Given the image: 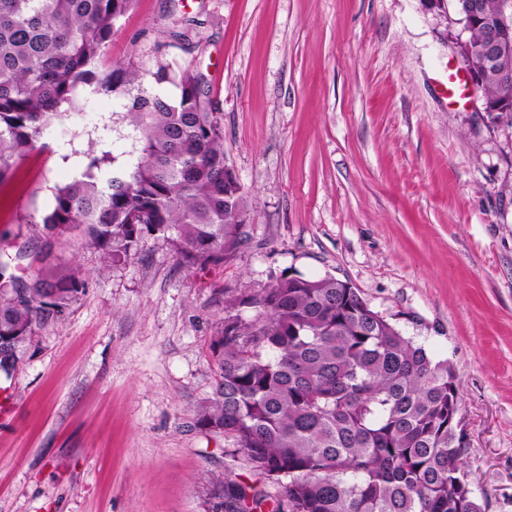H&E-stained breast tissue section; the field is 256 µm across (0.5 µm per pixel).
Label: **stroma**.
Returning <instances> with one entry per match:
<instances>
[{
	"label": "stroma",
	"mask_w": 512,
	"mask_h": 512,
	"mask_svg": "<svg viewBox=\"0 0 512 512\" xmlns=\"http://www.w3.org/2000/svg\"><path fill=\"white\" fill-rule=\"evenodd\" d=\"M184 31V48L170 47ZM427 0H136L107 61L203 74L246 194L248 238L188 269L148 240L119 266L63 236L86 288L16 354L0 424V512H224L223 435L195 423L225 289L331 275L455 369L467 478L512 512V128L442 97L466 39ZM0 183V244L37 264L42 216L92 151L129 149L89 96Z\"/></svg>",
	"instance_id": "obj_1"
}]
</instances>
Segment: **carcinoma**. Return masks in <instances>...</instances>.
<instances>
[{
    "instance_id": "obj_1",
    "label": "carcinoma",
    "mask_w": 512,
    "mask_h": 512,
    "mask_svg": "<svg viewBox=\"0 0 512 512\" xmlns=\"http://www.w3.org/2000/svg\"><path fill=\"white\" fill-rule=\"evenodd\" d=\"M135 0H0V181L38 147L44 131L81 110L90 94L124 100L132 150L88 154L42 217L41 261L69 235L114 266L149 238L196 269L232 262L249 209L226 171L223 113L202 74L141 70L106 56L114 22ZM474 50L485 31L461 17ZM175 85L170 96L164 84ZM480 96L512 116V87L489 77ZM0 291V372L50 316L85 290L80 272L55 265ZM333 277L282 276L224 297L209 343L212 395L196 423L224 435L255 474L277 485L276 512H486L461 491L464 430L457 375ZM225 512H255L265 490L232 478Z\"/></svg>"
}]
</instances>
